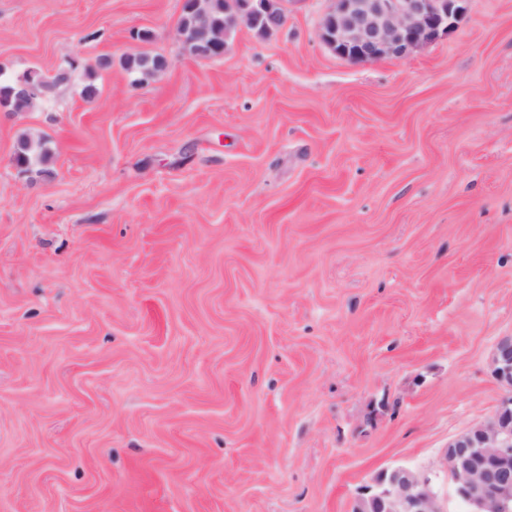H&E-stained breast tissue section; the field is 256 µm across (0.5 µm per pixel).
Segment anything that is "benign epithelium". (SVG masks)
Masks as SVG:
<instances>
[{
    "label": "benign epithelium",
    "mask_w": 512,
    "mask_h": 512,
    "mask_svg": "<svg viewBox=\"0 0 512 512\" xmlns=\"http://www.w3.org/2000/svg\"><path fill=\"white\" fill-rule=\"evenodd\" d=\"M213 0H187L192 23L176 29L181 46L207 58L210 6ZM288 0H224L223 42L241 29L265 35L287 22ZM324 15L321 40L338 56L351 62L374 61L400 55L448 33L464 11V0H331ZM14 93L34 104L42 99V83L28 78ZM496 375L512 388V337L499 341L494 353ZM448 470L458 497L473 512H508L512 504V403L507 401L495 417L448 444ZM387 512H442L427 478L406 469L392 470L386 488L374 494Z\"/></svg>",
    "instance_id": "benign-epithelium-1"
}]
</instances>
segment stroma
Masks as SVG:
<instances>
[{"instance_id": "stroma-1", "label": "stroma", "mask_w": 512, "mask_h": 512, "mask_svg": "<svg viewBox=\"0 0 512 512\" xmlns=\"http://www.w3.org/2000/svg\"><path fill=\"white\" fill-rule=\"evenodd\" d=\"M330 6L201 59L182 0H0V76L77 62L0 112V512H353L395 468L466 512L446 448L512 398V0L360 63ZM496 375L505 386L512 388V337L499 341L494 353Z\"/></svg>"}]
</instances>
